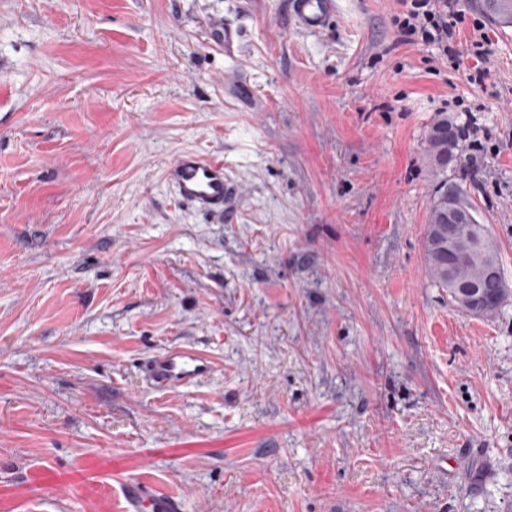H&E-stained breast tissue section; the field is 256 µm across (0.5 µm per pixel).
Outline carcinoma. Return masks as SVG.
Instances as JSON below:
<instances>
[{
	"instance_id": "carcinoma-1",
	"label": "carcinoma",
	"mask_w": 512,
	"mask_h": 512,
	"mask_svg": "<svg viewBox=\"0 0 512 512\" xmlns=\"http://www.w3.org/2000/svg\"><path fill=\"white\" fill-rule=\"evenodd\" d=\"M477 9L489 20L498 25H512V0H473ZM460 128L448 116L439 118L427 135L426 163L436 173L448 171V154L459 161ZM454 207L468 217V222L457 225L458 237L470 239L476 232L490 237L487 226L477 219V208L466 191L458 183L443 179L438 184L428 216V234L424 241V257L432 281L441 288L448 289V296L461 311L478 315L473 307L466 304L458 285L475 286L480 289L481 304L502 308L512 291L507 288L504 276L486 278L484 267L478 256L468 247L453 259L439 248L440 241L448 238V207Z\"/></svg>"
}]
</instances>
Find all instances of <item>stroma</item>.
I'll list each match as a JSON object with an SVG mask.
<instances>
[{"instance_id":"1","label":"stroma","mask_w":512,"mask_h":512,"mask_svg":"<svg viewBox=\"0 0 512 512\" xmlns=\"http://www.w3.org/2000/svg\"><path fill=\"white\" fill-rule=\"evenodd\" d=\"M288 2L0 0V512L512 505V298L464 313L424 258L445 114L512 287V26L459 0L446 53L398 0ZM187 151L223 211L168 182ZM176 345L216 370L155 392ZM290 11L302 28L322 30L334 12V0H290ZM460 128L448 115H442L430 128L427 135L426 163L435 172L444 174L448 171V152L454 156L456 163L459 156ZM461 163V160H460ZM166 176L180 200L203 209L223 207L230 191L224 163L209 156L181 154L170 163ZM124 496L127 505L123 512H177L180 509L173 499L151 496L143 486L135 483L125 487Z\"/></svg>"}]
</instances>
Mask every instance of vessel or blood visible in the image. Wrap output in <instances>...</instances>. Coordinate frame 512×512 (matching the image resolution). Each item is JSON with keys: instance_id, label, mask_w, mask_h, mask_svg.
Masks as SVG:
<instances>
[{"instance_id": "obj_1", "label": "vessel or blood", "mask_w": 512, "mask_h": 512, "mask_svg": "<svg viewBox=\"0 0 512 512\" xmlns=\"http://www.w3.org/2000/svg\"><path fill=\"white\" fill-rule=\"evenodd\" d=\"M295 22L309 30L326 27L334 12V0H289ZM166 176L180 200L203 209L223 207L230 186L224 177L221 160L184 153L167 168ZM214 370V364L202 352L176 347L153 356L145 366L150 384L159 391H174L197 382ZM123 512H177L176 501L149 495L144 487L128 484L124 489Z\"/></svg>"}]
</instances>
